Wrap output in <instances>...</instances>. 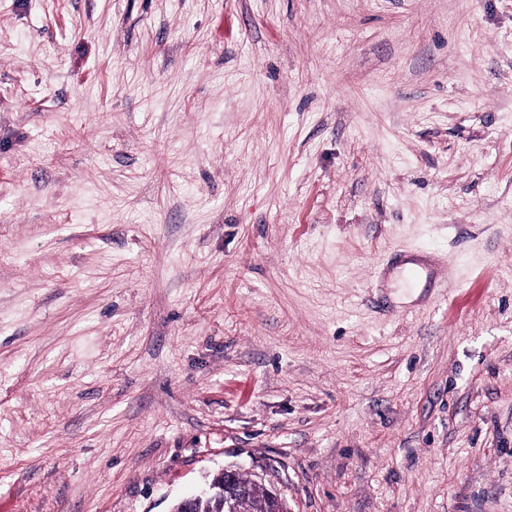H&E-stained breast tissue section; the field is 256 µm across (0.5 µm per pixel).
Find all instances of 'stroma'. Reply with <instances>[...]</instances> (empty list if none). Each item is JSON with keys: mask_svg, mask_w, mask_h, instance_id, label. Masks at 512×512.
Wrapping results in <instances>:
<instances>
[{"mask_svg": "<svg viewBox=\"0 0 512 512\" xmlns=\"http://www.w3.org/2000/svg\"><path fill=\"white\" fill-rule=\"evenodd\" d=\"M230 465L512 512V0H0V512Z\"/></svg>", "mask_w": 512, "mask_h": 512, "instance_id": "35a3bbf8", "label": "stroma"}]
</instances>
